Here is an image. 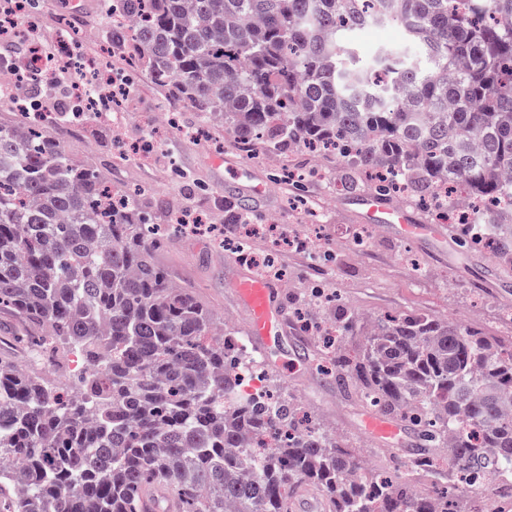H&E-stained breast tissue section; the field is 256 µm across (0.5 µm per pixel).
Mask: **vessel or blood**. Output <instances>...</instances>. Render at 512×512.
I'll return each mask as SVG.
<instances>
[{
  "label": "vessel or blood",
  "instance_id": "vessel-or-blood-1",
  "mask_svg": "<svg viewBox=\"0 0 512 512\" xmlns=\"http://www.w3.org/2000/svg\"><path fill=\"white\" fill-rule=\"evenodd\" d=\"M357 217L366 224H375L397 235L422 241L439 237L436 226L419 223L404 207L380 195H367L354 202ZM233 287L249 313L248 335L254 347L264 356L284 351L288 335L284 315L286 290L278 282L246 276L236 280ZM177 503L167 498L162 489L149 491L142 499L143 512H175Z\"/></svg>",
  "mask_w": 512,
  "mask_h": 512
}]
</instances>
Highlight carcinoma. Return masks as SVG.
<instances>
[{"label":"carcinoma","instance_id":"1","mask_svg":"<svg viewBox=\"0 0 512 512\" xmlns=\"http://www.w3.org/2000/svg\"><path fill=\"white\" fill-rule=\"evenodd\" d=\"M107 44L242 149L331 148L342 187L427 207L463 189L512 201V0H109ZM390 23L418 48L348 64L345 36ZM138 194L75 164L47 129L0 126V309L36 349L80 355L69 395L0 358V512H140L157 485L180 512H466L414 477L489 498L512 479V339L428 313L373 320L327 358L336 388L414 438L384 476L298 401L242 395L233 345L153 258ZM449 228L512 268V214ZM362 321L351 306L341 331Z\"/></svg>","mask_w":512,"mask_h":512}]
</instances>
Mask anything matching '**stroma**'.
I'll return each mask as SVG.
<instances>
[{
    "label": "stroma",
    "instance_id": "1",
    "mask_svg": "<svg viewBox=\"0 0 512 512\" xmlns=\"http://www.w3.org/2000/svg\"><path fill=\"white\" fill-rule=\"evenodd\" d=\"M186 105L158 87L147 71L129 74L111 117L100 116L74 127L64 119L51 127L70 159L97 168L113 188L139 191V205L160 227L154 253L171 281L189 289L216 317L231 315L239 334L247 332V314L232 284L252 275L232 247L224 243L222 225L204 234L169 229L170 211L157 207L164 198L178 210L218 214L224 198L235 193L251 201L260 223L278 216L292 237L309 243L299 252L282 248L276 256L278 278L288 281V311L309 312L307 295L321 286L335 305L351 303L367 317L412 311L464 314L470 326L492 336H512V272L504 271L489 253L462 246L444 234L419 243L372 228L369 244L358 249L351 239L361 223L353 212V194L337 191L342 163L322 160L314 175L302 147L239 151L224 128L198 127ZM242 162L251 178L240 176ZM265 186L253 198L252 182ZM300 354H285L280 368L266 367V383L281 395L312 404L316 416L332 423L354 448L383 441L364 428L371 409L337 391L321 374L319 345L289 324Z\"/></svg>",
    "mask_w": 512,
    "mask_h": 512
}]
</instances>
